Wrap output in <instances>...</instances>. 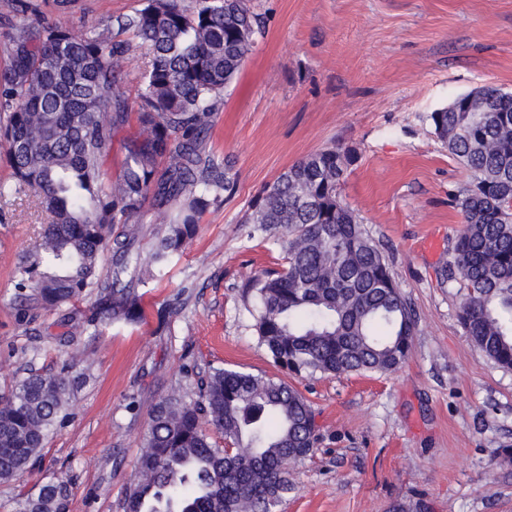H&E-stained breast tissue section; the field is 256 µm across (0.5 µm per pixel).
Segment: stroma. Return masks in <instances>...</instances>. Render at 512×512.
I'll use <instances>...</instances> for the list:
<instances>
[{
    "mask_svg": "<svg viewBox=\"0 0 512 512\" xmlns=\"http://www.w3.org/2000/svg\"><path fill=\"white\" fill-rule=\"evenodd\" d=\"M137 0H71L76 33H112ZM265 24L225 88L207 149L235 184L187 249L141 287L144 319L98 324L73 342L61 312L24 313L18 257L47 216L32 197L0 198V391L73 358L70 417L42 460L0 484V512L63 472L69 512H125L150 413L193 401L214 368L279 371L253 331L250 279L283 264L282 230L247 224L251 201L288 166L343 145L357 160L342 198L364 220L414 310L409 360L392 372L306 375L295 386L319 429L290 464L277 512H512V370L466 336V291L442 276L463 227L453 198L469 180L429 115L484 83L512 90V0H251Z\"/></svg>",
    "mask_w": 512,
    "mask_h": 512,
    "instance_id": "1",
    "label": "stroma"
}]
</instances>
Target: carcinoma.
Segmentation results:
<instances>
[{"label":"carcinoma","instance_id":"1","mask_svg":"<svg viewBox=\"0 0 512 512\" xmlns=\"http://www.w3.org/2000/svg\"><path fill=\"white\" fill-rule=\"evenodd\" d=\"M32 16L0 45V149L13 184L51 222L19 256L16 287L27 309L59 310L95 291L94 315L70 316L64 335L94 322L141 320L139 285L152 276L136 248L147 208H167L166 233L152 248L160 266L197 235L204 213L232 189L231 167L206 150L224 89L262 33L250 0H140L118 16L117 35L74 33L67 0L48 18L38 0H11ZM131 32L133 43L120 35ZM136 49L149 61L137 75L138 132L119 175L104 160L129 117L119 91ZM433 133L471 183L456 196L464 224L443 271L460 277V323L496 366L512 370V93L483 85L429 115ZM354 151L335 145L291 165L265 185L246 223L283 229L285 265L255 275L254 329L271 363L292 377L391 372L410 357L413 310L388 260L341 196ZM123 227L112 236L113 227ZM112 272L101 276L105 259ZM76 377L29 371L0 393V482L20 478L42 457L50 431L68 415ZM224 435L233 451L211 442ZM317 443L315 413L282 379L216 368L198 399L155 404L125 512H276L293 490L284 459ZM247 452L240 454L238 449ZM72 477L60 474L25 499L22 512H67Z\"/></svg>","mask_w":512,"mask_h":512}]
</instances>
